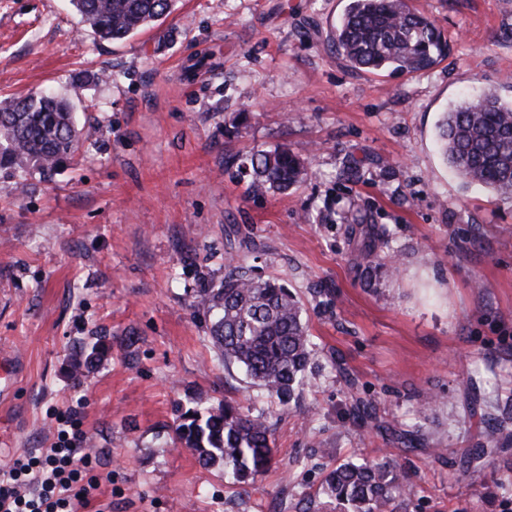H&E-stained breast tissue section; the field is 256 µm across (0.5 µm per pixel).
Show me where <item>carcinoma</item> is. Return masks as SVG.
I'll return each mask as SVG.
<instances>
[{
  "label": "carcinoma",
  "instance_id": "carcinoma-1",
  "mask_svg": "<svg viewBox=\"0 0 512 512\" xmlns=\"http://www.w3.org/2000/svg\"><path fill=\"white\" fill-rule=\"evenodd\" d=\"M98 41H121L171 12L172 0H70ZM331 46L352 69L414 73L436 66L448 43L409 0H349L330 33ZM443 161L467 184L512 199V100L489 89L441 113L436 124ZM79 129L69 102L49 93L0 98V170L45 178L77 150ZM251 194L285 190L307 179L302 156L285 147L262 150L248 162ZM193 307L210 321L209 334L225 367L235 366L270 406L287 408L305 384L313 342L300 300L276 278L255 275L234 257L217 288H203ZM273 424L238 403H201L179 417L175 441L203 465L238 484L254 482L273 461ZM487 445L467 460L504 455L512 446L505 421L489 429ZM325 493L343 512H401L409 495L405 472L388 460L340 464L325 477Z\"/></svg>",
  "mask_w": 512,
  "mask_h": 512
}]
</instances>
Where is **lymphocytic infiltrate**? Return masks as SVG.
<instances>
[{"label":"lymphocytic infiltrate","mask_w":512,"mask_h":512,"mask_svg":"<svg viewBox=\"0 0 512 512\" xmlns=\"http://www.w3.org/2000/svg\"><path fill=\"white\" fill-rule=\"evenodd\" d=\"M76 420L37 455H20L0 471V512H75L99 486L98 462L81 442Z\"/></svg>","instance_id":"obj_1"}]
</instances>
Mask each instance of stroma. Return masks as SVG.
<instances>
[{"label":"stroma","mask_w":512,"mask_h":512,"mask_svg":"<svg viewBox=\"0 0 512 512\" xmlns=\"http://www.w3.org/2000/svg\"><path fill=\"white\" fill-rule=\"evenodd\" d=\"M411 3L450 51L397 75L328 46L347 0H173L118 42L94 40L69 0H0V96H66L89 76L73 110L94 131L51 178L0 171V356L19 363L1 454L40 453L71 412L104 512H336L323 478L359 458L402 467L406 512H512V451L463 472L512 411V201L465 184L435 129L486 88L512 98V0ZM280 145L311 178L252 196L244 161ZM361 220L390 229L397 272L366 268ZM231 254L303 304L314 350L292 409L225 369L192 307ZM425 394L443 400L414 416ZM355 396L376 421L354 420ZM200 400L269 417L274 461L255 483L175 445Z\"/></svg>","instance_id":"1"}]
</instances>
